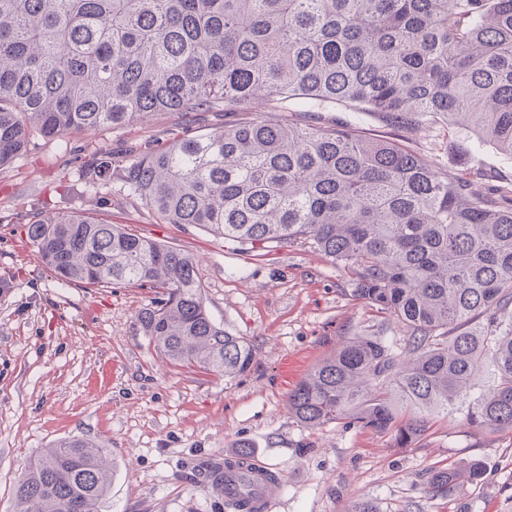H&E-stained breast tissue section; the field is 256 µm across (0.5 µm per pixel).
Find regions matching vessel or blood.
<instances>
[{
    "label": "vessel or blood",
    "instance_id": "b4317fda",
    "mask_svg": "<svg viewBox=\"0 0 512 512\" xmlns=\"http://www.w3.org/2000/svg\"><path fill=\"white\" fill-rule=\"evenodd\" d=\"M273 472L264 462L251 459L238 465L235 457L210 465L204 471V486L219 485L229 512H270L269 487Z\"/></svg>",
    "mask_w": 512,
    "mask_h": 512
}]
</instances>
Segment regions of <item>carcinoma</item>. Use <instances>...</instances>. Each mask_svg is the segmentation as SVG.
I'll return each mask as SVG.
<instances>
[{
  "label": "carcinoma",
  "instance_id": "carcinoma-1",
  "mask_svg": "<svg viewBox=\"0 0 512 512\" xmlns=\"http://www.w3.org/2000/svg\"><path fill=\"white\" fill-rule=\"evenodd\" d=\"M373 112L421 133L461 126L512 158V0H0V169L27 130L61 137L159 112ZM112 178V152L84 163ZM127 190L165 224L251 246L310 242L352 274L353 295L409 333L397 354L352 336L288 395L307 427L341 420L407 448L450 411L512 430V189L436 169L357 125L268 110L145 153ZM27 234L59 279L143 285L138 330L173 366L232 379L250 344L206 309L195 256L122 224L67 213ZM114 471L85 439L46 448L14 488L16 512H98ZM475 462L431 470L446 495Z\"/></svg>",
  "mask_w": 512,
  "mask_h": 512
}]
</instances>
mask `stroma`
<instances>
[{
  "instance_id": "obj_1",
  "label": "stroma",
  "mask_w": 512,
  "mask_h": 512,
  "mask_svg": "<svg viewBox=\"0 0 512 512\" xmlns=\"http://www.w3.org/2000/svg\"><path fill=\"white\" fill-rule=\"evenodd\" d=\"M235 118L165 112L53 139L33 129L0 169V512H15L13 487L30 458L74 438L116 462L100 512H225L202 474L241 441L280 476L271 512H353L363 499L377 512H512V431L476 429L453 413L398 448L387 434L342 421L309 428L289 413V393L348 337L406 345L401 325L353 297L349 273L304 242L253 248L161 223L125 189L134 153ZM412 147L451 175L475 166L512 179V159L444 126ZM97 150L113 157L103 186L82 176ZM38 212L96 216L193 253L211 317L252 345L249 370L224 379L167 366L135 326L155 289L58 281L27 236ZM470 460L483 464L478 483L429 493L433 467Z\"/></svg>"
}]
</instances>
